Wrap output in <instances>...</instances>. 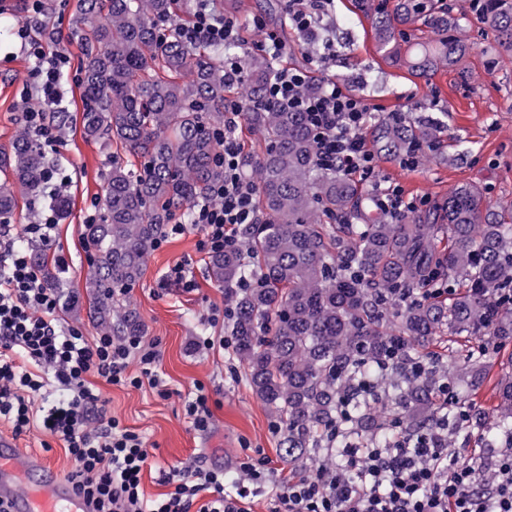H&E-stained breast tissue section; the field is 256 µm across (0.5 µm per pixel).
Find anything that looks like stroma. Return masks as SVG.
<instances>
[{"instance_id": "1", "label": "stroma", "mask_w": 512, "mask_h": 512, "mask_svg": "<svg viewBox=\"0 0 512 512\" xmlns=\"http://www.w3.org/2000/svg\"><path fill=\"white\" fill-rule=\"evenodd\" d=\"M28 0H0V158L8 155L23 130L19 114L24 109L21 93L30 60L21 50L16 30L27 21ZM78 0H43L48 26L59 28L61 50L70 61L62 83L60 111H48L60 134L56 151L46 162L70 178L65 193L68 211L56 226L51 247L30 243V252L47 250L63 255L68 268L59 273L58 285H84L89 273L85 224L99 212L101 187L112 165L116 148L83 138L80 116L84 107L81 68L85 46L72 39L71 19ZM287 63L300 66L306 56L324 55L322 74L349 81L373 110L374 123L402 118L411 123L437 122L445 133L434 159L418 167H401L396 154H379L377 178L399 184L406 197L435 204L458 185L481 186L495 204L512 203V59L487 67L492 40L478 24H470L472 51L466 73L439 69L428 77H416L393 65L379 53L371 21L354 0H331L315 41L298 40L286 32ZM65 119H58V112ZM201 233L188 227L178 237L152 250L143 279L129 294L133 308L145 325L146 335L160 338V377L172 391L160 398L150 386L118 387L100 384L112 415L123 425L142 433L153 468L203 462L210 469L234 475L243 455H263L270 461L276 480L294 474V467L279 451V431L266 406L256 397L245 369L229 370V353L221 348L197 349L201 336H221L225 329L211 326L214 310L224 306V290L208 273L209 256L199 248ZM186 263L194 290L161 288L168 268ZM204 385L213 412L207 433L194 431L186 416L185 402Z\"/></svg>"}]
</instances>
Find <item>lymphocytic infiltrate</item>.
Wrapping results in <instances>:
<instances>
[{
    "label": "lymphocytic infiltrate",
    "instance_id": "1",
    "mask_svg": "<svg viewBox=\"0 0 512 512\" xmlns=\"http://www.w3.org/2000/svg\"><path fill=\"white\" fill-rule=\"evenodd\" d=\"M217 2L194 0L180 38L196 47H231L224 57V77L237 84L243 70L233 49L244 43L245 33H254L257 50L273 68L265 103L307 114L323 168L373 181L378 158L366 144L372 112L365 98L347 81L331 76L321 79L316 93L303 94L317 70L314 57L302 66L285 65L288 50L278 29L259 16L240 22ZM329 2L286 0V25L300 39L315 40ZM41 13V0H32L31 15L17 30L33 61L23 96L38 100L22 117L28 133L53 148L59 135L47 110L62 101L60 82L69 57L50 49ZM245 110L239 98L225 99L218 136L224 178L193 207V222L202 233L199 248L209 254L239 248L243 228L257 221V186L241 170L239 132ZM12 230V225H0V420L14 434L36 425L59 440L72 461L67 477L78 484L92 512H250L251 498L268 483L269 471L266 459L249 455L240 459L231 480L198 464L160 469L164 491L146 497L147 442L108 412L93 382L134 388L147 384L169 398L171 391L157 370L160 339L89 338L79 327L62 325L59 289L48 286L28 249L16 246ZM49 387L59 392V399L34 409L35 397ZM495 469L490 493H475V469L449 448L448 428L442 425L397 437L385 448L344 449L341 465L282 481L272 512H512V448L500 453Z\"/></svg>",
    "mask_w": 512,
    "mask_h": 512
}]
</instances>
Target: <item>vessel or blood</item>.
<instances>
[{
	"label": "vessel or blood",
	"instance_id": "obj_1",
	"mask_svg": "<svg viewBox=\"0 0 512 512\" xmlns=\"http://www.w3.org/2000/svg\"><path fill=\"white\" fill-rule=\"evenodd\" d=\"M0 502L10 512H90L75 482L0 433Z\"/></svg>",
	"mask_w": 512,
	"mask_h": 512
}]
</instances>
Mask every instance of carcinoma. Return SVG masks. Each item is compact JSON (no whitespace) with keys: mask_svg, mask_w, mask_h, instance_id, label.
<instances>
[{"mask_svg":"<svg viewBox=\"0 0 512 512\" xmlns=\"http://www.w3.org/2000/svg\"><path fill=\"white\" fill-rule=\"evenodd\" d=\"M371 17L377 47L391 62L427 77L459 70L470 52L461 19L439 0H355ZM176 0H78L72 31L86 42L82 134L120 145L140 160L117 158L102 187V214L86 225L87 294L110 336H143L124 299L143 278L147 258L175 210L191 207L224 178L216 131L224 124L220 51L183 42ZM476 21L494 36V57L512 55V0H471ZM422 22L435 37L413 43ZM244 82L235 90L261 101L272 76L267 59L243 50ZM265 142L243 155L242 173L257 184L261 220L248 225L239 250L214 253L213 281L231 310L230 338L252 391L282 424L280 453L293 464L316 454L340 464V449L385 443L398 425H448L488 432L486 447L512 443V379L498 380L492 415L473 397L487 379L484 353L448 360L429 351L445 332L491 348L512 338V204L491 203L462 184L444 200L400 223L379 215L355 182L319 167L304 113L261 105L246 112ZM442 127L387 124L384 148L415 142L433 151ZM0 183V219L13 214L14 184L44 191L38 143L16 140ZM345 215L350 224H336ZM444 246H438L441 235ZM449 289L448 301L428 297ZM462 393L439 396L445 381Z\"/></svg>","mask_w":512,"mask_h":512,"instance_id":"1","label":"carcinoma"}]
</instances>
